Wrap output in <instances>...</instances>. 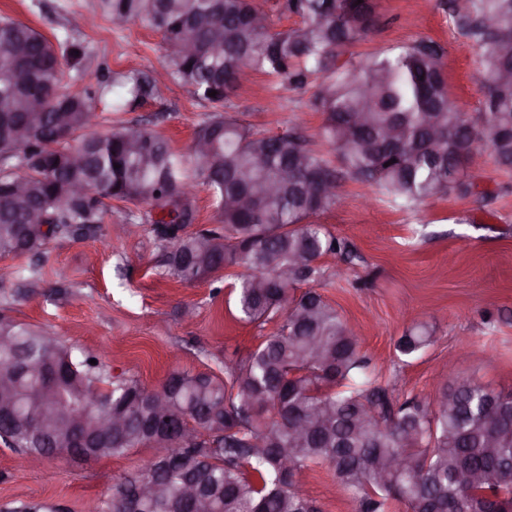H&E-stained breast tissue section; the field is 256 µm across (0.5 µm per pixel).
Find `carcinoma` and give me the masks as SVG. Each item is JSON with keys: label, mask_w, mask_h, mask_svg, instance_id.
I'll return each instance as SVG.
<instances>
[{"label": "carcinoma", "mask_w": 512, "mask_h": 512, "mask_svg": "<svg viewBox=\"0 0 512 512\" xmlns=\"http://www.w3.org/2000/svg\"><path fill=\"white\" fill-rule=\"evenodd\" d=\"M99 7L115 25L138 19L161 33L168 79L212 111L187 157L144 128L98 133L95 103L105 89L112 90V109L128 112L159 97L156 79L139 69L114 71L104 86L67 93L63 83L82 75L85 48L69 33L53 42L0 17V257L36 254L57 236L95 238L112 202H123L124 223L149 224L168 244L173 278L192 283L244 266L251 273L233 286L239 319L260 327L282 322L228 378L173 371L150 390L133 378L106 381L90 359L0 318V378L14 377L18 413L0 418V439L22 456L68 449L78 461L141 445L159 449L144 472L115 483L97 512H125L143 478L164 492L142 512H178L187 482L205 490L206 512H319L287 481L286 466L299 475L327 468L354 491L358 512H396L397 504L406 512H512V391L458 376L432 403L411 398L396 405L387 388L369 379L359 336L336 307L314 288L296 294L299 284L323 276L322 256L356 258L313 221L336 203L343 178L417 205L465 185L453 175L469 168L474 144L484 138L494 162L512 169V77L485 84L484 110L470 123L448 97L443 50L433 42L337 64L343 50L374 30L376 0H278L280 14L300 18L283 30L271 27L255 0H99ZM452 10L463 35L479 45L483 68L512 71V0H454ZM20 57L30 70L17 69ZM250 73L293 85L322 78L320 135L337 149L342 168L293 131L267 134L224 111L229 92ZM35 100L38 112L31 110ZM17 117L28 130L22 139L12 137ZM17 181L20 193L11 191ZM197 186L209 190L222 224L190 232ZM258 192L264 196L256 211ZM168 205L183 219L170 233L160 229ZM34 211L48 230L27 223ZM431 342L419 324L396 350L410 357ZM49 355L60 367L50 386L40 372ZM31 390L44 391L52 448L37 446L22 424ZM159 398L170 413L156 424ZM103 414L120 420L119 428L92 448H69L60 416ZM308 422L309 432L300 435ZM387 460H402L407 469L383 478L379 463ZM464 469L482 473L484 482L464 485Z\"/></svg>", "instance_id": "carcinoma-1"}]
</instances>
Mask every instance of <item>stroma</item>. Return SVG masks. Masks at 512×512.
<instances>
[{"label":"stroma","mask_w":512,"mask_h":512,"mask_svg":"<svg viewBox=\"0 0 512 512\" xmlns=\"http://www.w3.org/2000/svg\"><path fill=\"white\" fill-rule=\"evenodd\" d=\"M452 0H377L379 22L340 62L433 41L444 50L452 100L465 116L484 107L481 51L461 35ZM0 16L28 23L48 38L70 33L87 48V72L68 84L82 92L112 72L158 74L166 47L141 22L112 25L97 0H0ZM318 81L293 87L257 74L230 97V113L273 133L294 130L329 159L337 154L320 136ZM207 108L187 87L170 85L162 99L132 112H116L111 97L97 103L98 129L140 126L188 152ZM469 169L470 193L447 195L415 207L383 190L345 179L336 205L318 218L357 254L344 277L338 257L324 256L318 288L362 338L379 382L394 400H429L453 376L491 389L512 390V172L498 169L485 143ZM167 247L150 225L74 241L55 238L35 256L0 258V317L25 323L96 358L101 373L133 377L148 388L172 371L224 375L243 360L275 324L239 320L231 286L241 266L192 284L168 276ZM433 331L425 349L400 360L395 344L416 324ZM155 448L77 462L63 455L26 466L0 442V510L34 502L53 512H85L121 477L144 471ZM301 492L320 512H355L352 493L332 472L315 468Z\"/></svg>","instance_id":"1"}]
</instances>
